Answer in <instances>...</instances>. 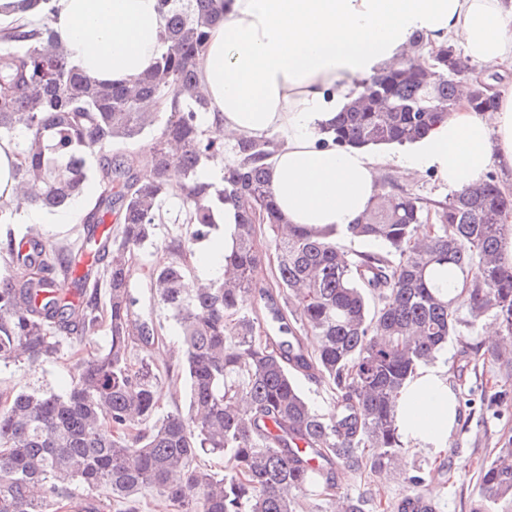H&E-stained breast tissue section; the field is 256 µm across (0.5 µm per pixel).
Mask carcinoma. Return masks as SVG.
<instances>
[{"instance_id": "carcinoma-1", "label": "carcinoma", "mask_w": 512, "mask_h": 512, "mask_svg": "<svg viewBox=\"0 0 512 512\" xmlns=\"http://www.w3.org/2000/svg\"><path fill=\"white\" fill-rule=\"evenodd\" d=\"M160 2L170 14L167 49L132 84L83 73L45 22L0 29V143L19 148L14 196L0 212L32 202L66 209L89 179L87 149L110 160L98 169L100 191L76 249L38 252L10 234L0 239V258L14 270L0 285L1 365L24 360L35 370L58 358L63 339L87 344L107 328L105 347L82 359L63 392L5 395L0 512H58L73 501L77 512H97L101 487L123 512H141L146 488L178 512H326L325 501L332 512H364L366 499L336 498L340 466L368 477L395 469L407 487H421L422 472L406 468L398 398L420 366L486 314L512 343V267L497 260L512 193L491 174L433 203L381 188L349 234L387 251L342 262L328 234L282 223L267 175L273 139H239L220 181L201 180L199 168L224 143L206 126L193 61L225 0ZM423 48L417 32L401 65L358 81L336 122L319 131L323 142L418 141L448 119L467 84L477 91L473 111L494 106L453 46ZM154 127L153 173L144 178L134 149ZM170 196L183 200L188 227L149 267L148 288L179 327L190 396L186 409L156 421L159 369L134 351L154 344L163 326L135 310L130 276ZM226 203L237 224L224 272L187 294L188 257ZM112 222L114 233L104 229ZM270 258L273 280L261 285L256 271ZM59 279L76 300L59 292ZM297 373L327 382L336 410L319 414ZM203 455L224 456V473L202 467ZM480 481L486 500L512 497V448L483 461Z\"/></svg>"}]
</instances>
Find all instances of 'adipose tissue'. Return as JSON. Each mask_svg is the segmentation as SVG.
I'll list each match as a JSON object with an SVG mask.
<instances>
[{
  "mask_svg": "<svg viewBox=\"0 0 512 512\" xmlns=\"http://www.w3.org/2000/svg\"><path fill=\"white\" fill-rule=\"evenodd\" d=\"M48 18L70 60L102 83L129 84L166 49L158 0H0V26ZM428 45L459 44L473 63L512 78V0H227L194 69L210 101L208 126L224 141L279 135L270 187L286 223L346 236L379 190L373 156L317 142L357 81L398 62L414 32ZM473 111L460 102L417 145L396 157L406 174L433 169L452 189L492 165L512 169V91ZM403 439L446 448L458 416L443 370L421 368L397 403Z\"/></svg>",
  "mask_w": 512,
  "mask_h": 512,
  "instance_id": "adipose-tissue-1",
  "label": "adipose tissue"
}]
</instances>
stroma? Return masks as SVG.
Instances as JSON below:
<instances>
[{"label": "stroma", "mask_w": 512, "mask_h": 512, "mask_svg": "<svg viewBox=\"0 0 512 512\" xmlns=\"http://www.w3.org/2000/svg\"><path fill=\"white\" fill-rule=\"evenodd\" d=\"M398 152L395 146L378 148V155L387 159L381 168V186L389 191L404 190L426 201L448 199L451 188L432 170L406 180L401 169L390 161ZM156 257L155 249L142 251L131 271L130 286L140 300L139 312L163 320L166 325L165 347L147 353L153 363L162 366L177 354L179 342L174 320L167 318L165 311L153 301L147 286V268ZM493 323L492 316L481 317L474 327L464 329L463 339L450 340L436 360L445 369L450 386L460 400V415L448 437L447 448L440 452L419 445L409 448V462L427 475L419 492L431 499L437 512H512L511 497L487 501L479 488L481 460L496 449L512 447V368L489 358L476 360L469 354L473 348L486 349L485 331ZM76 362L74 348L67 344L57 360L36 371L21 364L0 366V388L13 394L35 386L64 391L74 379Z\"/></svg>", "instance_id": "1"}]
</instances>
